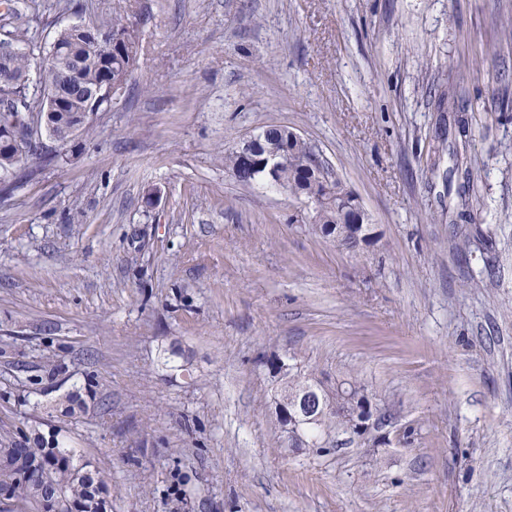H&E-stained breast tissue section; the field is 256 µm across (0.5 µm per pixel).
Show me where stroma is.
Masks as SVG:
<instances>
[{"label": "stroma", "mask_w": 512, "mask_h": 512, "mask_svg": "<svg viewBox=\"0 0 512 512\" xmlns=\"http://www.w3.org/2000/svg\"><path fill=\"white\" fill-rule=\"evenodd\" d=\"M56 3L40 41L126 6L140 60L0 195V444L66 440L112 512H512V0ZM458 111L486 248L449 217ZM273 125L360 198L368 251L225 170ZM280 358L356 376L373 439L287 456Z\"/></svg>", "instance_id": "1"}]
</instances>
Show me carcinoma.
Masks as SVG:
<instances>
[{"mask_svg":"<svg viewBox=\"0 0 512 512\" xmlns=\"http://www.w3.org/2000/svg\"><path fill=\"white\" fill-rule=\"evenodd\" d=\"M4 12L0 14V97H13L9 107L0 109V126L7 125L20 112H37L47 118L42 130L58 147L75 148L79 142L69 139L71 126L85 112H106L110 109L108 97L92 96L102 89L124 86L139 60V38L131 36L121 49L95 40L78 25L60 29L53 40L44 45L29 33L27 27L8 29L12 21L20 19L30 8L28 0H0ZM93 29H109L125 33L129 22L118 13L110 20L96 22ZM38 142L22 140V145L0 143V183H12L20 175L19 165L35 157ZM271 160L279 165L282 189L300 197L305 195L306 182L315 174L329 179L336 188H343L339 179L312 152L308 143L299 138L289 146L288 157L275 155ZM314 224L325 237L340 228L341 209L336 198L314 206ZM319 385V381L301 370H296L282 381L281 392L292 394L301 384ZM346 426L345 415L336 410L323 414L305 430L308 454L321 457L323 442L331 432ZM10 449L0 447V483L10 482L12 512H41L40 502L48 492L59 494L57 512H103L107 486L102 471L84 460L80 450L56 437L49 442L39 441L24 449L21 465L30 469L27 478L18 477L12 464Z\"/></svg>","mask_w":512,"mask_h":512,"instance_id":"carcinoma-1","label":"carcinoma"}]
</instances>
